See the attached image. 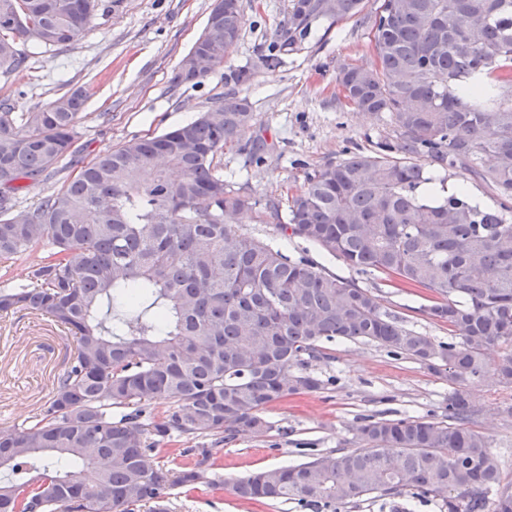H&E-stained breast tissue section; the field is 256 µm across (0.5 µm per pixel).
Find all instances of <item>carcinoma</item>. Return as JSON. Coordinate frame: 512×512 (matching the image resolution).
Returning <instances> with one entry per match:
<instances>
[{
	"label": "carcinoma",
	"instance_id": "carcinoma-1",
	"mask_svg": "<svg viewBox=\"0 0 512 512\" xmlns=\"http://www.w3.org/2000/svg\"><path fill=\"white\" fill-rule=\"evenodd\" d=\"M98 0H0V74L23 69L24 46L68 45ZM363 0H289L275 33L293 51L320 19L339 22ZM244 25L240 0L211 10L173 85H195L224 65ZM372 68L342 66L337 84L358 109L386 113L396 141L328 163L292 197L279 229L309 240L359 273L378 272L436 294L427 313L458 341L437 343L380 309L355 281L240 233L249 198L230 188L217 156L253 119L247 99L218 97L194 121L127 141L87 163L78 157L82 89L26 112L0 102V259L27 260L0 288V311L45 316L76 343L48 406L26 426L0 429V512H168L178 488L214 486L218 449H183L173 434L265 435L263 410L314 391L303 372L321 343L363 341L448 379L441 421L364 420L362 447L232 484L242 500H294L337 512L363 498L410 492L443 512H512L488 440L467 427L476 383L512 388V0H380ZM77 175L33 207L17 201L60 168ZM458 169L492 186L496 208L464 191L426 195L427 168ZM493 347L503 349L487 361ZM166 416H147L152 402ZM496 498L489 500V494Z\"/></svg>",
	"mask_w": 512,
	"mask_h": 512
}]
</instances>
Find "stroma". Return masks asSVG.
Listing matches in <instances>:
<instances>
[{
	"label": "stroma",
	"instance_id": "obj_1",
	"mask_svg": "<svg viewBox=\"0 0 512 512\" xmlns=\"http://www.w3.org/2000/svg\"><path fill=\"white\" fill-rule=\"evenodd\" d=\"M214 0H101L85 34L58 47L27 44L26 69L0 74V99L19 111L44 106L68 90L84 88L79 141L83 160L134 137L154 136L196 119L214 98L229 93L248 100L253 121L219 159L224 178L240 194L261 202L286 201L308 175L328 162L375 152L395 137L387 115L359 111L336 83L346 63H375L369 21L376 0L359 16L316 24L301 49H274L275 32L288 18V0H241L245 24L225 69H246L237 85L216 70L197 85L173 86L172 70L203 31ZM241 233L278 246L288 256L310 258L326 271L370 289L383 311L404 327L450 341L447 326L424 311L429 293L397 288L378 274H358L317 245L283 234L274 216L244 212ZM324 356L306 371L322 389L272 403L264 412L271 428L262 436L237 434L215 455L219 484L178 490L169 512H312L297 502H255L236 497L233 481L281 465H297L332 450L356 448L364 418L441 417L448 382L422 365L377 346L327 341ZM73 343L49 322L18 312L0 317V428L21 425L49 402L53 382L68 366ZM479 412L472 420L500 463L502 484L512 483V389L481 384L473 389Z\"/></svg>",
	"mask_w": 512,
	"mask_h": 512
}]
</instances>
